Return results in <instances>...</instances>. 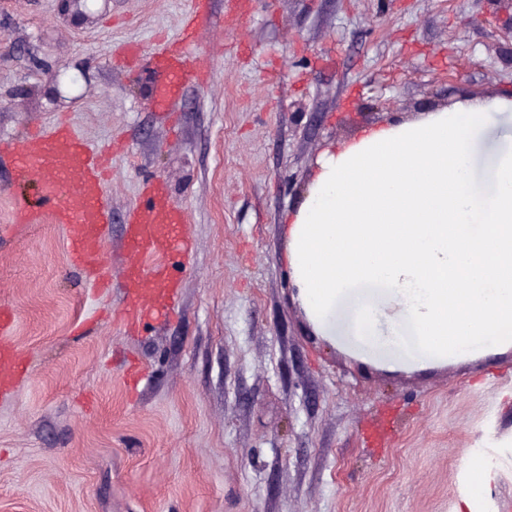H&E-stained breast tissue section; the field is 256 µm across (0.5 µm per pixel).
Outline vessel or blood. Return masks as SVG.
Returning a JSON list of instances; mask_svg holds the SVG:
<instances>
[{
    "instance_id": "1",
    "label": "vessel or blood",
    "mask_w": 512,
    "mask_h": 512,
    "mask_svg": "<svg viewBox=\"0 0 512 512\" xmlns=\"http://www.w3.org/2000/svg\"><path fill=\"white\" fill-rule=\"evenodd\" d=\"M149 63L157 78L158 106L179 97L192 70L186 54L164 46ZM0 151L14 160V180L26 182L38 171V201L21 202L14 214L18 224H38L43 219L62 225L72 266L84 271L94 287H105L103 253L109 236L105 151L77 134L66 121L46 132H32L21 140L0 143ZM146 200L128 215L124 236V306L117 317L127 326L171 312L177 301L175 266L191 252L183 226L181 206L161 184H150ZM15 317L0 310V391H15L29 373L26 355L11 339Z\"/></svg>"
}]
</instances>
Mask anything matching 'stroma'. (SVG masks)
<instances>
[{"mask_svg": "<svg viewBox=\"0 0 512 512\" xmlns=\"http://www.w3.org/2000/svg\"><path fill=\"white\" fill-rule=\"evenodd\" d=\"M190 0H0V141L62 118L105 163L118 272L127 212L165 183L193 248L173 315L125 328L122 290L68 261L62 225L14 226L0 153V307L31 373L0 395V512H512V347L448 363L354 330L378 287L342 297L333 340L285 260L287 216L329 150L389 117L512 92L495 0H206L196 73L162 109L142 60L177 40ZM72 81L65 97L53 76ZM512 112L482 121L471 176L492 187ZM144 372L128 392L129 364ZM393 418L383 449L364 435ZM488 475L484 487L474 470Z\"/></svg>", "mask_w": 512, "mask_h": 512, "instance_id": "obj_1", "label": "stroma"}]
</instances>
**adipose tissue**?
<instances>
[{
    "label": "adipose tissue",
    "mask_w": 512,
    "mask_h": 512,
    "mask_svg": "<svg viewBox=\"0 0 512 512\" xmlns=\"http://www.w3.org/2000/svg\"><path fill=\"white\" fill-rule=\"evenodd\" d=\"M512 97L459 101L365 129L327 155L288 227L287 259L317 332L346 292L385 289L391 318L447 362L465 340L512 335V152L476 191L471 143Z\"/></svg>",
    "instance_id": "ef3b65f1"
}]
</instances>
